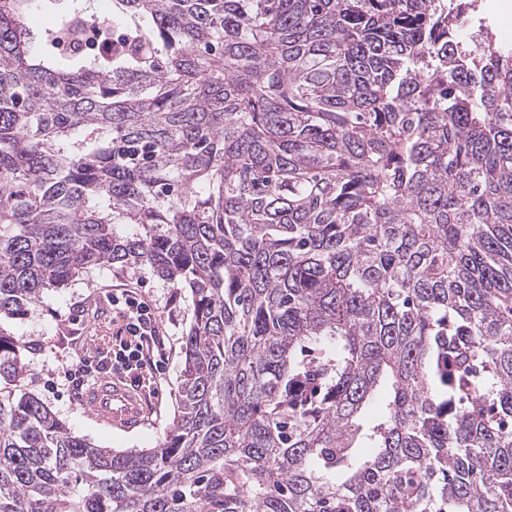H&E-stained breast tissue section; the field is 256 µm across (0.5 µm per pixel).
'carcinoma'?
<instances>
[{
    "mask_svg": "<svg viewBox=\"0 0 512 512\" xmlns=\"http://www.w3.org/2000/svg\"><path fill=\"white\" fill-rule=\"evenodd\" d=\"M481 0H0V321L92 268L192 296L137 453L15 392L0 512H512V46ZM53 9L39 43L24 22ZM84 49L88 54L100 52L106 42L112 43V33L109 29L85 27L82 32Z\"/></svg>",
    "mask_w": 512,
    "mask_h": 512,
    "instance_id": "1",
    "label": "carcinoma"
}]
</instances>
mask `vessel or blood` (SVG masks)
<instances>
[{"label": "vessel or blood", "instance_id": "vessel-or-blood-1", "mask_svg": "<svg viewBox=\"0 0 512 512\" xmlns=\"http://www.w3.org/2000/svg\"><path fill=\"white\" fill-rule=\"evenodd\" d=\"M83 402L96 421L123 430L139 426L145 413L141 393L112 377L100 379L90 387Z\"/></svg>", "mask_w": 512, "mask_h": 512}]
</instances>
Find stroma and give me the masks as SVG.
Segmentation results:
<instances>
[{
	"mask_svg": "<svg viewBox=\"0 0 512 512\" xmlns=\"http://www.w3.org/2000/svg\"><path fill=\"white\" fill-rule=\"evenodd\" d=\"M123 287L154 305L165 342L159 366L143 371L146 420L130 432L94 420L82 406L79 391L64 378L66 365L111 347L120 326L112 318L111 293ZM191 317L189 290L172 288L150 267L139 265L92 270L66 287L46 291L27 315L0 325L21 345L19 389L37 393L74 434L102 448L130 452L156 447L172 425L182 368L181 338Z\"/></svg>",
	"mask_w": 512,
	"mask_h": 512,
	"instance_id": "1",
	"label": "stroma"
}]
</instances>
